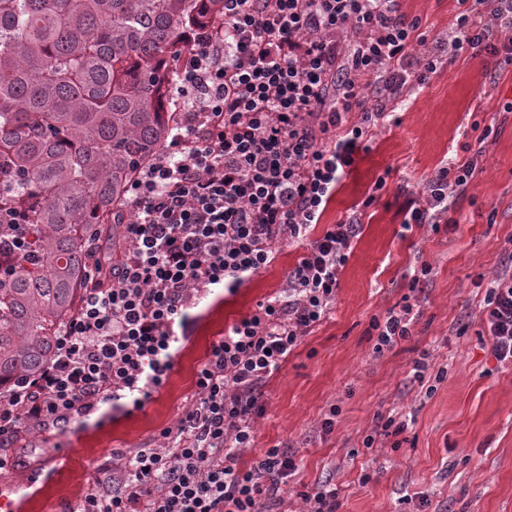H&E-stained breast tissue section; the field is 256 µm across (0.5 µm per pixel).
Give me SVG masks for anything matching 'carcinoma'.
<instances>
[{
    "mask_svg": "<svg viewBox=\"0 0 512 512\" xmlns=\"http://www.w3.org/2000/svg\"><path fill=\"white\" fill-rule=\"evenodd\" d=\"M224 0H0V225L26 252L0 267V384L51 360L95 269L127 249L118 218L175 123L171 67Z\"/></svg>",
    "mask_w": 512,
    "mask_h": 512,
    "instance_id": "cac0c4a2",
    "label": "carcinoma"
}]
</instances>
